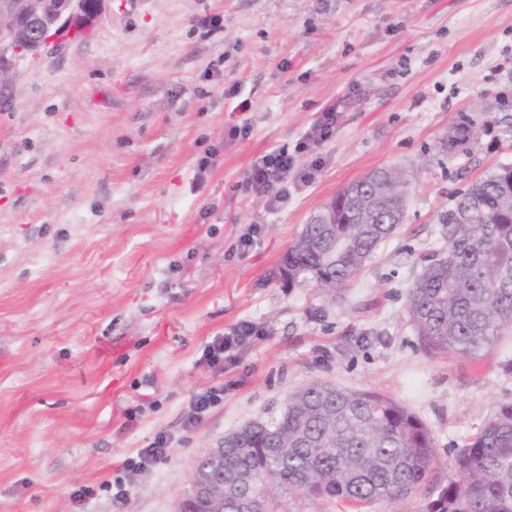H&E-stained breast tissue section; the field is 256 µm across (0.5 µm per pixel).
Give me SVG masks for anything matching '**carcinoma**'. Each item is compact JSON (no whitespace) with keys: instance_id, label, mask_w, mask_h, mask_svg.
Returning a JSON list of instances; mask_svg holds the SVG:
<instances>
[{"instance_id":"carcinoma-1","label":"carcinoma","mask_w":512,"mask_h":512,"mask_svg":"<svg viewBox=\"0 0 512 512\" xmlns=\"http://www.w3.org/2000/svg\"><path fill=\"white\" fill-rule=\"evenodd\" d=\"M392 174L378 168L336 192V223L311 218L279 274L317 288L350 282L401 224L407 195L388 193ZM441 224L445 245L408 288L407 311L426 354L475 359L512 335V163L473 180ZM224 439V470L254 483L225 485L221 505L189 492L178 512H242L254 494L261 512H291L302 500L364 512L423 487L425 512H512L511 402L453 454L445 485L434 482L431 429L400 401L371 390L310 384L289 397L277 419L247 421ZM219 475L207 454L196 457L195 484Z\"/></svg>"}]
</instances>
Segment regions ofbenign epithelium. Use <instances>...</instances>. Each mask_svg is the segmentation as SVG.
Segmentation results:
<instances>
[{"mask_svg":"<svg viewBox=\"0 0 512 512\" xmlns=\"http://www.w3.org/2000/svg\"><path fill=\"white\" fill-rule=\"evenodd\" d=\"M87 0H0V83L28 61L59 46L68 27L84 15Z\"/></svg>","mask_w":512,"mask_h":512,"instance_id":"7a95c632","label":"benign epithelium"}]
</instances>
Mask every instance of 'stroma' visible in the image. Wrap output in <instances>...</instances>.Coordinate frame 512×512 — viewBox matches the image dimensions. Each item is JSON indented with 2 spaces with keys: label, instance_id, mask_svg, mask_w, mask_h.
Wrapping results in <instances>:
<instances>
[{
  "label": "stroma",
  "instance_id": "1",
  "mask_svg": "<svg viewBox=\"0 0 512 512\" xmlns=\"http://www.w3.org/2000/svg\"><path fill=\"white\" fill-rule=\"evenodd\" d=\"M328 107L333 136L297 157L321 158L313 180L241 199L250 166ZM510 161L512 0H109L0 93V512H177L199 454L317 381L405 404L448 482L512 402V336L428 356L406 292L459 193ZM380 167L409 186L397 233L347 287L284 284L310 216ZM244 320L262 335L209 365ZM214 386L223 400L184 430ZM163 431L172 448L124 506L73 498ZM224 389L210 388L204 392L198 393L190 402L185 421V430L195 427L210 410V408L219 400Z\"/></svg>",
  "mask_w": 512,
  "mask_h": 512
}]
</instances>
